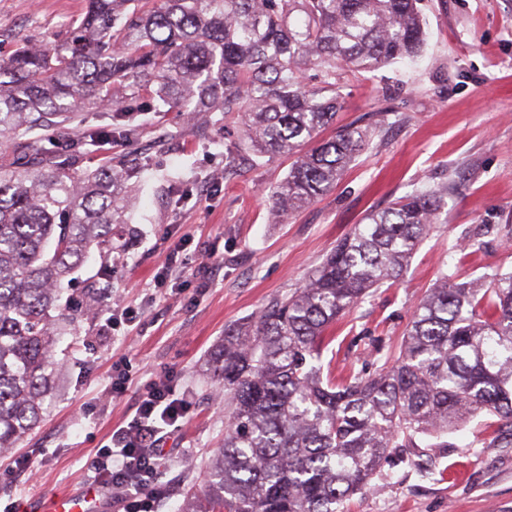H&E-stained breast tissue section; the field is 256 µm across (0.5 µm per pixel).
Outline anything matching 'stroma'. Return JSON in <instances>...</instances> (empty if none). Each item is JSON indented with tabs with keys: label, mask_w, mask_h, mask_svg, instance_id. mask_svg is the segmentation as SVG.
<instances>
[{
	"label": "stroma",
	"mask_w": 512,
	"mask_h": 512,
	"mask_svg": "<svg viewBox=\"0 0 512 512\" xmlns=\"http://www.w3.org/2000/svg\"><path fill=\"white\" fill-rule=\"evenodd\" d=\"M84 0H0V59L23 41L67 40ZM428 42L412 62L344 72L336 123L384 121L338 184L281 224L271 221L267 193L288 174L285 156L224 157L240 132L221 114L189 121L181 112H143L133 143L117 142L109 158L130 173L128 221L114 227L111 255L91 254L65 281L55 387L41 423L11 454L0 456V512H46L51 496L85 486L86 463L127 417L131 394L162 370L173 373L188 410L167 439L164 469L174 483L158 512H178L199 485L209 454L224 442L227 407L221 384L205 374L210 350L228 327L291 293L337 242L372 210L422 188L446 189L437 228L407 273L383 285L339 320L323 350L333 375L370 374L398 354L416 302L438 274L469 281L512 269V0H420ZM94 147L80 168L104 158ZM486 228V246H460ZM186 239L189 270L171 295L155 290L168 245ZM101 315L76 312L89 297ZM135 323L117 322L124 308ZM123 363L129 396L113 399L112 366ZM449 447L415 448L412 464H384L344 512H512V444L468 425ZM32 456L33 476L12 474L15 457Z\"/></svg>",
	"instance_id": "obj_1"
}]
</instances>
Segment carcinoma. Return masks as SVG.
Instances as JSON below:
<instances>
[{"label": "carcinoma", "instance_id": "1", "mask_svg": "<svg viewBox=\"0 0 512 512\" xmlns=\"http://www.w3.org/2000/svg\"><path fill=\"white\" fill-rule=\"evenodd\" d=\"M418 0H85L69 39L20 45L0 61V454L41 421L54 386L60 287L91 251L112 252L128 174L78 170L34 130L87 108L136 139L138 112H219L256 157L288 155L270 192L288 215L332 189L369 144L354 123L320 137L342 107L336 72L411 59L426 34ZM151 93L143 106L141 92ZM423 189L369 213L296 291L224 330L209 353L224 384V444L181 512H343L408 448H448L481 418L512 443V272L469 283L441 273L415 306L398 356L368 376L323 374L327 331L371 290L402 276L439 221Z\"/></svg>", "mask_w": 512, "mask_h": 512}]
</instances>
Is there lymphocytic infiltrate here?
Listing matches in <instances>:
<instances>
[{
  "label": "lymphocytic infiltrate",
  "mask_w": 512,
  "mask_h": 512,
  "mask_svg": "<svg viewBox=\"0 0 512 512\" xmlns=\"http://www.w3.org/2000/svg\"><path fill=\"white\" fill-rule=\"evenodd\" d=\"M174 393L170 374L159 375L136 395L128 420L87 463L89 484L104 489L120 512H155L157 500L167 492L161 481L169 454L165 442L187 416Z\"/></svg>",
  "instance_id": "obj_1"
}]
</instances>
